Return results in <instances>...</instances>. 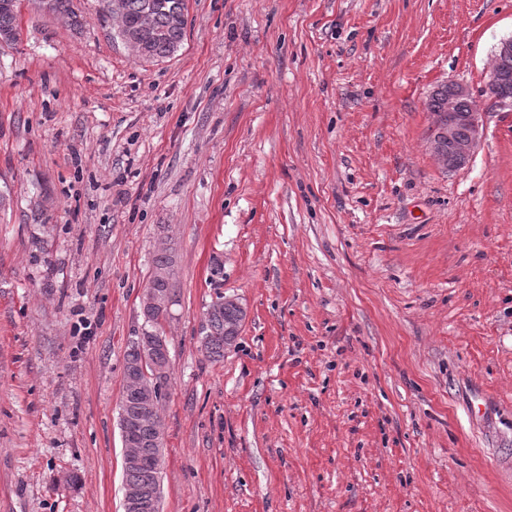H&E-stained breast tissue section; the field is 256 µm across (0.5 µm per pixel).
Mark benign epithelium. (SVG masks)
<instances>
[{
  "mask_svg": "<svg viewBox=\"0 0 512 512\" xmlns=\"http://www.w3.org/2000/svg\"><path fill=\"white\" fill-rule=\"evenodd\" d=\"M107 19L122 34L124 44L134 54L145 51V40L152 32V9H147L138 22L131 25L126 19L124 0H108ZM512 61V37L502 40L494 51L487 68L486 91L491 101L502 109H512V100L497 94L499 87L512 78L506 64ZM473 98L470 88L460 82L452 83L451 93L444 108L432 113L433 124L428 145L434 159L448 171L464 168L479 146L485 113L480 108L470 112L459 109V103ZM468 129L467 136L458 134L459 127ZM126 512H146L154 508L147 490L141 486H128L124 491Z\"/></svg>",
  "mask_w": 512,
  "mask_h": 512,
  "instance_id": "benign-epithelium-1",
  "label": "benign epithelium"
}]
</instances>
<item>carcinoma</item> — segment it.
I'll use <instances>...</instances> for the list:
<instances>
[{"label":"carcinoma","mask_w":512,"mask_h":512,"mask_svg":"<svg viewBox=\"0 0 512 512\" xmlns=\"http://www.w3.org/2000/svg\"><path fill=\"white\" fill-rule=\"evenodd\" d=\"M49 14L77 28L81 25L80 14L73 0H51ZM158 9L154 14L155 35L146 46L144 61H159L169 58L182 47L185 32L187 6L186 0H158ZM21 0H11L10 6L0 4V40L15 45L21 41L20 27ZM175 253L169 249L161 251L153 259L148 289L141 300V314L144 326L136 336L129 340L125 353L124 381L119 414H127L137 420V426L129 430L124 419H119L121 440L129 435L138 436L146 443L145 454L140 461L132 465H123V484L146 485L156 504L162 501V470L159 461L163 460L164 444H154V426L160 423L157 406L149 413L141 411L144 393L150 392L154 402H159L163 389L169 380L168 345L161 344L157 338L164 335L163 322L169 315V309L150 303L149 293L153 292L173 301L175 295ZM246 318L244 307L224 303V297H217L210 305L201 329V342L208 357H224V349L235 342L236 337L228 335L227 328L233 324H243Z\"/></svg>","instance_id":"cac0c4a2"}]
</instances>
